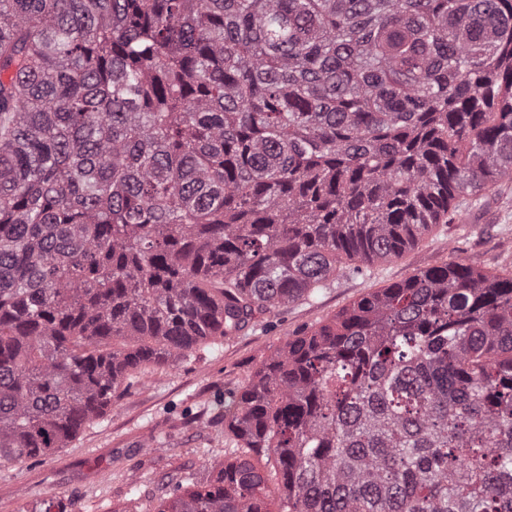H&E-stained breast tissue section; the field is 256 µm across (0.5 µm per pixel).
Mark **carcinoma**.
<instances>
[{
  "label": "carcinoma",
  "mask_w": 512,
  "mask_h": 512,
  "mask_svg": "<svg viewBox=\"0 0 512 512\" xmlns=\"http://www.w3.org/2000/svg\"><path fill=\"white\" fill-rule=\"evenodd\" d=\"M509 181L512 0H0V459ZM224 420L157 512H512V275L362 296Z\"/></svg>",
  "instance_id": "1"
}]
</instances>
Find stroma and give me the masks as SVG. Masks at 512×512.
<instances>
[{"label":"stroma","instance_id":"obj_1","mask_svg":"<svg viewBox=\"0 0 512 512\" xmlns=\"http://www.w3.org/2000/svg\"><path fill=\"white\" fill-rule=\"evenodd\" d=\"M458 261L512 270V182L478 208L439 224L398 258L370 263L260 319L220 350L200 345L163 366L127 374L120 398L53 455L0 465V512H152L176 485L209 479L240 451L220 405L299 332L333 319L363 295Z\"/></svg>","mask_w":512,"mask_h":512}]
</instances>
